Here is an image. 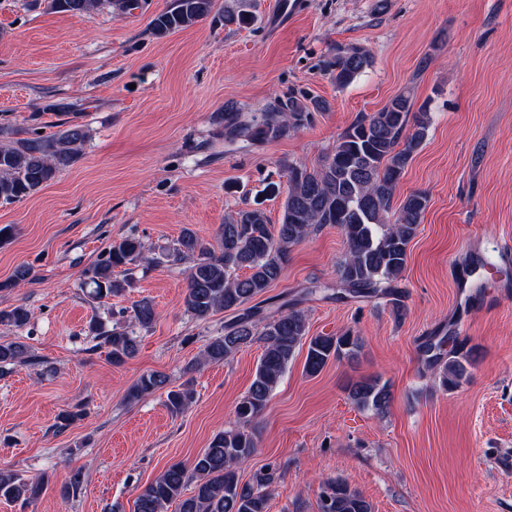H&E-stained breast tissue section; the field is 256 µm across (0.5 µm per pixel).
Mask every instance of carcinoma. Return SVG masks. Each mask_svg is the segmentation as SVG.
<instances>
[{"label":"carcinoma","instance_id":"carcinoma-1","mask_svg":"<svg viewBox=\"0 0 512 512\" xmlns=\"http://www.w3.org/2000/svg\"><path fill=\"white\" fill-rule=\"evenodd\" d=\"M216 0H175L172 9L153 21L154 32L165 36L207 18ZM128 8V0H47L56 12L91 18L104 8ZM372 65L361 48L336 49L322 62L339 86L351 83ZM410 94L399 93L380 110L359 114L341 134L331 152L311 167L303 162L283 165L288 188L281 222L272 224L259 208L240 210L224 219L215 243L190 228L156 253L139 238L128 236L110 245L101 258L83 272L81 288L92 303H103L122 295L132 282L119 278L115 269L146 262L176 267L189 264L183 296L185 312L195 321L206 322L214 314L234 313L224 323V333L202 351L205 363H221L243 346L258 339L263 352L254 379L235 407L234 425L215 434L208 448L190 463L168 465L135 499V512H166L177 504V512H267L269 490L278 478L275 468L255 471L240 482L238 469L258 450L255 421L267 407L272 393L294 358L297 347L307 345L304 372L318 374L331 360L352 355L361 345L349 332L340 335H308L299 300L284 301L274 313L257 297L282 275L290 248L326 225L336 227L345 253L336 264L337 299L387 297L396 311L403 308L399 283L407 264L408 245L415 237L428 205L423 192L407 196L392 209L399 180L427 137L430 113L413 111ZM326 105L312 98L288 94L264 112L249 115L228 106L215 113L214 122L227 145L256 149L312 123L314 112ZM89 138L84 125L73 123L50 135L37 128L0 138V202L23 199L53 181L73 165ZM157 319L152 300L141 298L130 310L128 323L107 327L94 318L87 333L97 346L107 350L112 364L121 365L138 351L136 331L150 328ZM30 311L18 304L0 309V325L21 328ZM430 337L420 348L424 364L439 372L443 389H456L467 379L472 354L449 350L445 340ZM32 363L22 343H0V372ZM167 385L159 372L142 375L126 395L132 403ZM348 398L360 409L378 414L391 402L387 384L377 379L351 383ZM194 391L183 385L167 392L166 408L178 416L189 408ZM193 493L186 497L188 483ZM43 483L29 481L11 470H0V497L27 505L40 495ZM319 512H372L370 502L342 480H327L319 494Z\"/></svg>","mask_w":512,"mask_h":512}]
</instances>
